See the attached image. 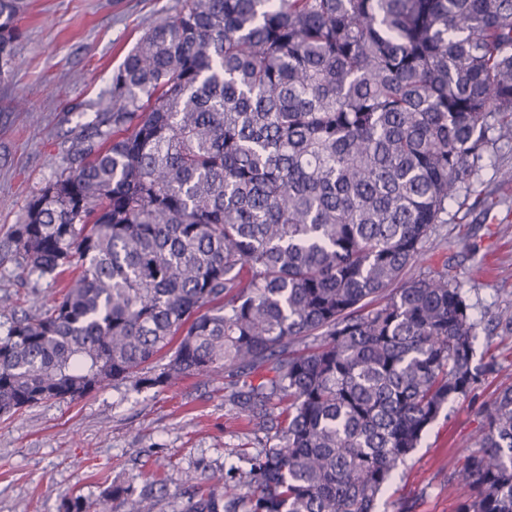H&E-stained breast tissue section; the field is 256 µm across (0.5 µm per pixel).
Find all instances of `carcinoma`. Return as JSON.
Wrapping results in <instances>:
<instances>
[{
  "instance_id": "carcinoma-1",
  "label": "carcinoma",
  "mask_w": 512,
  "mask_h": 512,
  "mask_svg": "<svg viewBox=\"0 0 512 512\" xmlns=\"http://www.w3.org/2000/svg\"><path fill=\"white\" fill-rule=\"evenodd\" d=\"M23 10L0 0V78ZM492 131L512 140V0H182L16 227L25 266L69 281L0 336V415L225 372L288 425L228 451L246 495L233 464L183 512H374L496 368L460 285L412 273ZM483 418L458 512H512V386ZM151 494L104 490L127 512Z\"/></svg>"
}]
</instances>
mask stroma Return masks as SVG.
Returning a JSON list of instances; mask_svg holds the SVG:
<instances>
[{"mask_svg":"<svg viewBox=\"0 0 512 512\" xmlns=\"http://www.w3.org/2000/svg\"><path fill=\"white\" fill-rule=\"evenodd\" d=\"M18 64L0 80V324L35 314L59 284L15 253L14 230L28 201L64 167L74 130L94 125L108 101L112 71L158 15L179 0H26ZM512 141L495 142L469 190L448 204L415 274H447L463 288L474 318H512ZM496 357L495 373L456 400L428 428L376 512H457L469 495L448 483L483 425L482 405L512 385V335L479 332L476 359ZM229 377H189L168 388L116 383L89 395L0 416V512H60L82 496L86 512H124L105 501L112 484L155 485L154 512H178L202 475L223 477L227 451L253 454L284 427L282 403L267 426L248 422L229 395Z\"/></svg>","mask_w":512,"mask_h":512,"instance_id":"1","label":"stroma"}]
</instances>
